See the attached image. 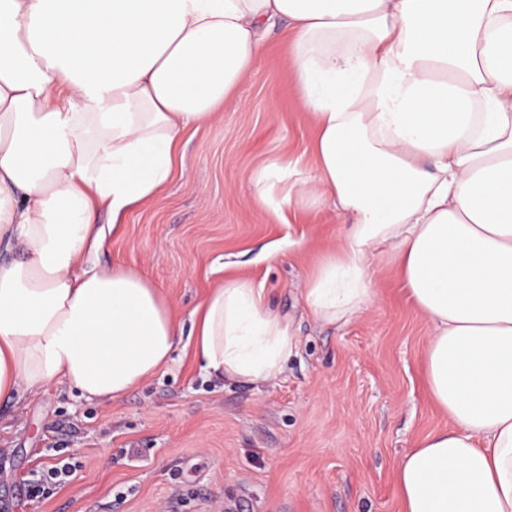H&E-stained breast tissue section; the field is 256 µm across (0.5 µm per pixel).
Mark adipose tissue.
<instances>
[{"label": "adipose tissue", "instance_id": "obj_1", "mask_svg": "<svg viewBox=\"0 0 512 512\" xmlns=\"http://www.w3.org/2000/svg\"><path fill=\"white\" fill-rule=\"evenodd\" d=\"M280 22L316 165L270 164L255 187L349 220L304 302L349 321L381 254L431 327L427 388L452 426L402 457V512H512V0H0V401L61 382L117 401L181 347L223 382L282 372L295 333L252 280L183 325L137 271L83 268Z\"/></svg>", "mask_w": 512, "mask_h": 512}]
</instances>
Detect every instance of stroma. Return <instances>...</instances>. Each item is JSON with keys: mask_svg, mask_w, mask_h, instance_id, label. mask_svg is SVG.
I'll use <instances>...</instances> for the list:
<instances>
[{"mask_svg": "<svg viewBox=\"0 0 512 512\" xmlns=\"http://www.w3.org/2000/svg\"><path fill=\"white\" fill-rule=\"evenodd\" d=\"M290 46L277 24L223 113L183 136L182 171L95 259L141 273L181 322L227 277L263 285L298 335L283 372L225 385L181 349L112 404L64 384L0 402V512H401L402 456L449 425L425 384L430 328L380 258L377 301L350 322L322 324L304 303L346 225L332 207L255 194L270 162L314 166ZM285 239L295 248L270 254ZM60 460L73 474L44 479Z\"/></svg>", "mask_w": 512, "mask_h": 512, "instance_id": "stroma-1", "label": "stroma"}]
</instances>
